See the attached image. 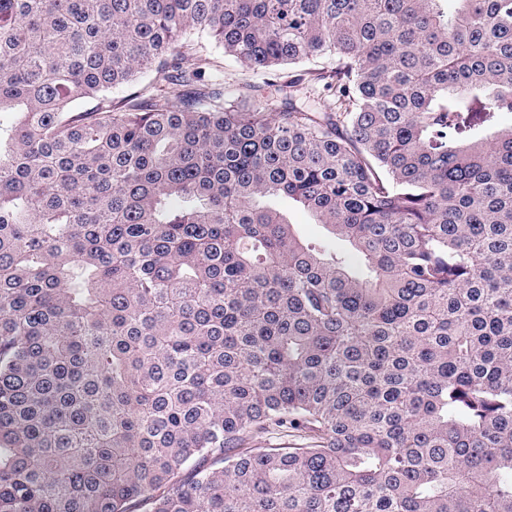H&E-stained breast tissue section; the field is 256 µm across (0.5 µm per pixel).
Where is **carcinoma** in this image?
Wrapping results in <instances>:
<instances>
[{
    "instance_id": "cac0c4a2",
    "label": "carcinoma",
    "mask_w": 512,
    "mask_h": 512,
    "mask_svg": "<svg viewBox=\"0 0 512 512\" xmlns=\"http://www.w3.org/2000/svg\"><path fill=\"white\" fill-rule=\"evenodd\" d=\"M455 2L0 0V512H512V0ZM288 220L295 224L298 233L306 240L318 241L327 238V231L319 224H313L308 213L296 204H284Z\"/></svg>"
}]
</instances>
